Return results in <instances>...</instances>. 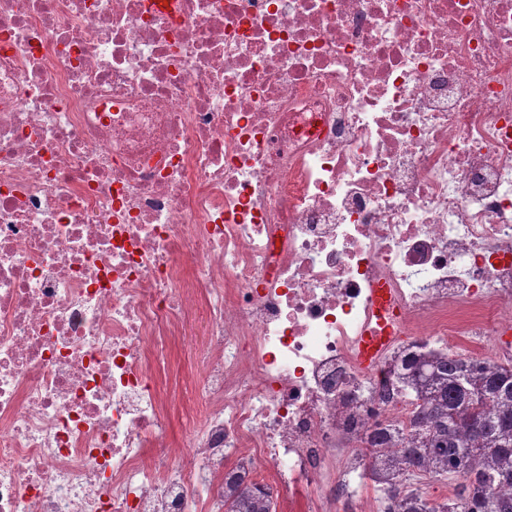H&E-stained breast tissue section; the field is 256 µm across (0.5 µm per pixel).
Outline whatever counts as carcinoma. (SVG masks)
<instances>
[{
  "mask_svg": "<svg viewBox=\"0 0 512 512\" xmlns=\"http://www.w3.org/2000/svg\"><path fill=\"white\" fill-rule=\"evenodd\" d=\"M397 377L406 422L374 420L356 438L361 477L387 512H512V367L435 351L410 354ZM459 479L454 497L430 501L411 478ZM271 492L224 474L225 512H274Z\"/></svg>",
  "mask_w": 512,
  "mask_h": 512,
  "instance_id": "1",
  "label": "carcinoma"
}]
</instances>
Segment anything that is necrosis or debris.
<instances>
[{
	"label": "necrosis or debris",
	"instance_id": "necrosis-or-debris-1",
	"mask_svg": "<svg viewBox=\"0 0 512 512\" xmlns=\"http://www.w3.org/2000/svg\"><path fill=\"white\" fill-rule=\"evenodd\" d=\"M508 329L512 0H0V512H353L381 371ZM205 313L202 309L194 311L185 325V336L175 342L170 350V360L174 365L173 382L177 381L184 392L190 395L191 388L197 383L205 366L206 336L204 335ZM193 427H195V421L190 415H182V413L175 414L172 417L169 428V437L178 445L182 446L183 444H186ZM237 465L236 460L231 458L226 462L224 471L235 468ZM244 474V468L224 472L225 512H303L302 502L298 500L294 503V510H289L288 493L281 488L272 487L271 494L270 491L261 489L254 483H247Z\"/></svg>",
	"mask_w": 512,
	"mask_h": 512
}]
</instances>
